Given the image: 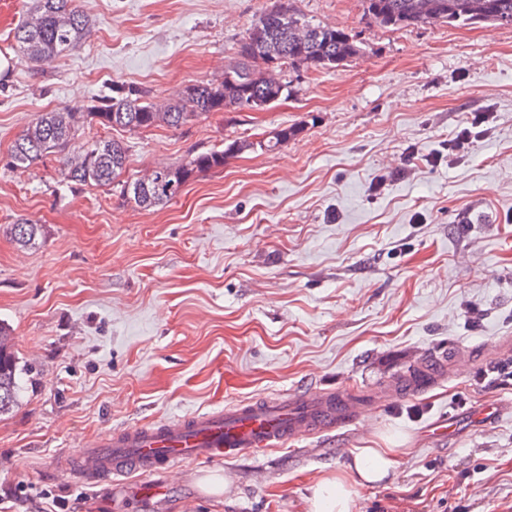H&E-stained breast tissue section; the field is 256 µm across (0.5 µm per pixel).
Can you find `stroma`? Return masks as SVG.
<instances>
[{
	"instance_id": "1",
	"label": "stroma",
	"mask_w": 512,
	"mask_h": 512,
	"mask_svg": "<svg viewBox=\"0 0 512 512\" xmlns=\"http://www.w3.org/2000/svg\"><path fill=\"white\" fill-rule=\"evenodd\" d=\"M95 21L47 64L17 50L30 0H0V157L41 113L82 109L113 82L177 101L222 74L270 0H77ZM365 53L331 70L287 68L272 107L130 134L126 178L235 139L254 149L144 210L119 188L66 186L49 158L0 165V321L27 367L0 416V512H308V487L347 474L355 448H399L388 482L354 512H512V26L366 24L363 0H293ZM488 133L464 156L467 118ZM299 135L275 151L269 132ZM40 226L35 248L10 232ZM435 388L390 389L426 358ZM348 387L355 424L226 461L229 487L188 461L164 497L57 475L91 437L291 391ZM494 405L495 418L478 419ZM451 424L449 435L437 434ZM486 117L475 115L471 121H467L465 124H470L471 127L460 128L455 137L448 142V150L451 149L457 153L464 152L469 148V145L473 142L476 137L483 136L487 129L473 132L472 129L478 128L482 123H485Z\"/></svg>"
}]
</instances>
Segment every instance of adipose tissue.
Wrapping results in <instances>:
<instances>
[{"label":"adipose tissue","instance_id":"ef3b65f1","mask_svg":"<svg viewBox=\"0 0 512 512\" xmlns=\"http://www.w3.org/2000/svg\"><path fill=\"white\" fill-rule=\"evenodd\" d=\"M400 454L397 448L354 449L347 475L328 473L310 485V512H353L359 488L377 485L394 473Z\"/></svg>","mask_w":512,"mask_h":512}]
</instances>
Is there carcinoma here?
I'll use <instances>...</instances> for the list:
<instances>
[{"instance_id": "1", "label": "carcinoma", "mask_w": 512, "mask_h": 512, "mask_svg": "<svg viewBox=\"0 0 512 512\" xmlns=\"http://www.w3.org/2000/svg\"><path fill=\"white\" fill-rule=\"evenodd\" d=\"M364 16L378 26L403 28L432 23L470 25L482 17L512 25V0H364ZM91 19L73 0H33L26 21L13 32L16 47L36 64H45L79 48L90 35ZM364 53L355 36L343 28L306 19L290 0L271 5L246 30L239 43L238 60L224 67L214 80L190 84L180 101L171 103L146 88L112 82V95L81 112L61 108L42 113L22 131L12 146L6 168L23 171L49 157L60 162L66 184L121 186V193L141 209L165 205L183 193L195 175L224 168L226 161L254 143L234 140L222 150L196 153L186 162L159 164L135 180H122L128 147L118 139L78 143L85 126L99 125L126 132H140L161 124L178 128L211 112L267 109L288 95L280 77L285 67L335 69ZM296 127L270 133L263 146L275 150L297 136ZM39 225L21 218L11 234L23 246L38 244ZM26 369L13 351L10 329L0 323V415L18 403L21 377Z\"/></svg>"}]
</instances>
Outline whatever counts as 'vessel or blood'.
I'll use <instances>...</instances> for the list:
<instances>
[{
    "label": "vessel or blood",
    "mask_w": 512,
    "mask_h": 512,
    "mask_svg": "<svg viewBox=\"0 0 512 512\" xmlns=\"http://www.w3.org/2000/svg\"><path fill=\"white\" fill-rule=\"evenodd\" d=\"M357 414L348 389L300 392L241 401L218 410L113 429L88 440L80 454L54 461L60 476L99 486L129 473L139 474L136 494L153 498L163 487L155 473L176 477L187 461L221 463L243 455L257 457L301 438L352 424Z\"/></svg>",
    "instance_id": "vessel-or-blood-1"
}]
</instances>
